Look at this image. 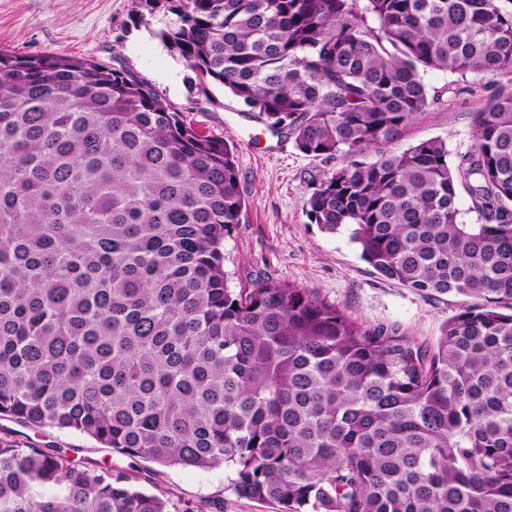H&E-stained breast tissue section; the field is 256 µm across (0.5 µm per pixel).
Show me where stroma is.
<instances>
[{
	"mask_svg": "<svg viewBox=\"0 0 512 512\" xmlns=\"http://www.w3.org/2000/svg\"><path fill=\"white\" fill-rule=\"evenodd\" d=\"M134 17L133 0H0V48L123 64L147 79L195 131L234 141L247 211L224 240V268L231 286L266 274L319 290L353 317L397 326L417 342L434 345L463 297L417 294L362 261L348 230L332 234L310 223V186L336 170L339 159L301 153L293 138L271 137L222 86H199L193 71L157 35L173 22V14L155 12L144 25ZM469 82L472 92L445 94L442 104L431 106L390 143V150L441 138L448 144L450 160L467 152L473 142L470 115L484 108L491 95L479 77ZM0 439L111 467L147 489L158 486L177 512H275L274 505L238 496L232 489L235 473L226 465L159 467L111 452L84 435L8 420H0Z\"/></svg>",
	"mask_w": 512,
	"mask_h": 512,
	"instance_id": "stroma-1",
	"label": "stroma"
}]
</instances>
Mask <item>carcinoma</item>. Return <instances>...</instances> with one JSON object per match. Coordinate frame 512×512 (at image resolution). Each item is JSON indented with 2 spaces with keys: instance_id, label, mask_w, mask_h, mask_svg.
Returning a JSON list of instances; mask_svg holds the SVG:
<instances>
[{
  "instance_id": "obj_1",
  "label": "carcinoma",
  "mask_w": 512,
  "mask_h": 512,
  "mask_svg": "<svg viewBox=\"0 0 512 512\" xmlns=\"http://www.w3.org/2000/svg\"><path fill=\"white\" fill-rule=\"evenodd\" d=\"M502 0H134L275 135L342 157L309 221L462 304L430 348L272 276L232 288L235 145L124 66L0 49V419L235 471L276 512H512V9ZM496 86L454 162L381 150L447 88ZM509 76L508 84L497 80ZM369 149L378 157L358 156ZM476 222L462 221L459 191ZM0 512H172L129 477L0 441Z\"/></svg>"
}]
</instances>
